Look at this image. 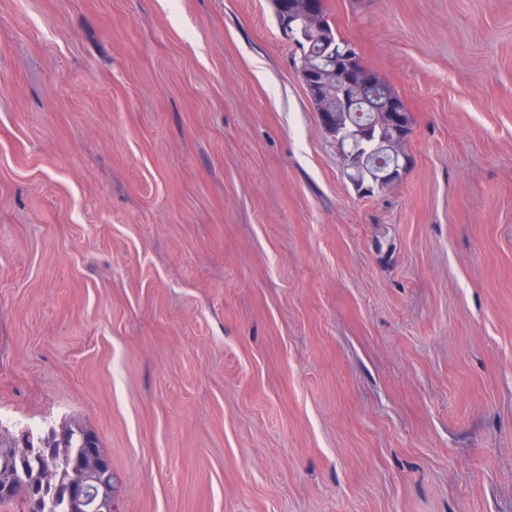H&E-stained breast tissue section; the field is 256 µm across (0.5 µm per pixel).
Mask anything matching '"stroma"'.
I'll return each instance as SVG.
<instances>
[{
	"label": "stroma",
	"mask_w": 512,
	"mask_h": 512,
	"mask_svg": "<svg viewBox=\"0 0 512 512\" xmlns=\"http://www.w3.org/2000/svg\"><path fill=\"white\" fill-rule=\"evenodd\" d=\"M411 116L363 197L272 0H0V425L115 512H512V0H321Z\"/></svg>",
	"instance_id": "stroma-1"
}]
</instances>
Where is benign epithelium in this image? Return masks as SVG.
Here are the masks:
<instances>
[{
	"instance_id": "1",
	"label": "benign epithelium",
	"mask_w": 512,
	"mask_h": 512,
	"mask_svg": "<svg viewBox=\"0 0 512 512\" xmlns=\"http://www.w3.org/2000/svg\"><path fill=\"white\" fill-rule=\"evenodd\" d=\"M282 34L292 43L297 58L303 59L309 55L305 45L304 30L316 29L322 25L321 15L314 9L305 6L301 12L294 15L281 16L278 19ZM354 50L352 44L340 37L331 39L329 52L320 56L313 67L304 71L299 70L298 75L311 99L319 104L317 118L320 127L342 143V137L333 131L331 112L333 111L336 95V58L346 56ZM376 101L370 103L366 100H351V106L362 103L371 108L369 125L387 129L391 135L386 141L374 148V151L386 152L393 158V162L377 177L378 183L391 186L397 183L409 167L410 160L403 150V144L410 135V126L405 113L398 110V103L387 92L375 93ZM71 466L79 469L84 478L68 486L65 502L69 509L75 512H113L112 488L107 485H93L90 477L95 473L112 468L110 459L99 449L90 445L82 449V454L71 460ZM29 482L27 475L22 474L15 479L13 486H7L0 491L3 498H18L27 495Z\"/></svg>"
}]
</instances>
